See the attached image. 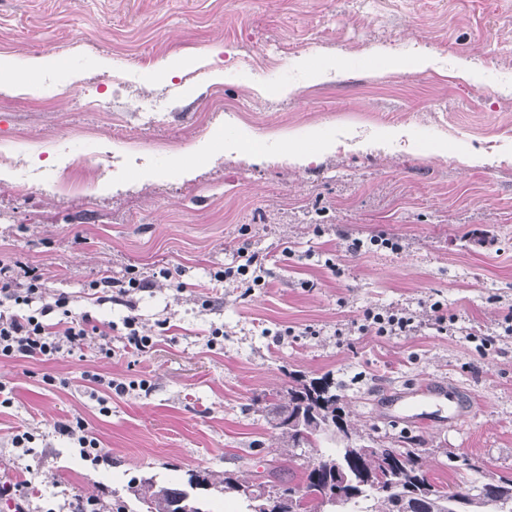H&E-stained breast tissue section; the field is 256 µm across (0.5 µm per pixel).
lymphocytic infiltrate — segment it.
<instances>
[{
    "label": "lymphocytic infiltrate",
    "mask_w": 512,
    "mask_h": 512,
    "mask_svg": "<svg viewBox=\"0 0 512 512\" xmlns=\"http://www.w3.org/2000/svg\"><path fill=\"white\" fill-rule=\"evenodd\" d=\"M172 277L168 268L150 274L133 265L122 277H101L92 288L99 291L100 302L123 304L132 292ZM416 329L417 317L406 309L397 313L366 310L360 326L362 333L375 336L408 334ZM92 335L97 338L100 357L111 358V327L99 328L88 316L74 315L67 296H48L38 267L20 260H0V359L69 358L82 351Z\"/></svg>",
    "instance_id": "f902f5d3"
}]
</instances>
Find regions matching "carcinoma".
<instances>
[{"mask_svg": "<svg viewBox=\"0 0 512 512\" xmlns=\"http://www.w3.org/2000/svg\"><path fill=\"white\" fill-rule=\"evenodd\" d=\"M300 409L310 414L311 421L294 432L282 428L279 433L292 458L296 457V448H317L328 437L357 433L339 406L335 382L325 376L293 377L288 388L270 405L269 413L279 419ZM359 460L368 481L356 488L354 497L340 507L325 500V478L336 470L333 455H322L305 468L303 494L294 501L279 496V485L251 483L229 472L217 478L211 472L197 471L189 474L187 483L192 489L214 487L239 497L247 493L248 512H395L398 497L426 502V512H494L496 501L512 504V478L489 476L481 483L482 492L469 495L460 488L458 494L451 495L430 481L425 458L411 446L399 448L391 442L376 451L365 445L359 449ZM131 484L130 491L145 512H212L210 501L192 496L180 487L161 485L151 478L133 479Z\"/></svg>", "mask_w": 512, "mask_h": 512, "instance_id": "1", "label": "carcinoma"}]
</instances>
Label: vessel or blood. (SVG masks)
<instances>
[{"label": "vessel or blood", "instance_id": "b4317fda", "mask_svg": "<svg viewBox=\"0 0 512 512\" xmlns=\"http://www.w3.org/2000/svg\"><path fill=\"white\" fill-rule=\"evenodd\" d=\"M392 407L395 413H408L410 419L422 423L443 416L454 418L472 410L467 397L449 391L447 383L437 380L417 389H405L393 400Z\"/></svg>", "mask_w": 512, "mask_h": 512}]
</instances>
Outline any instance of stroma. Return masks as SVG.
I'll use <instances>...</instances> for the list:
<instances>
[{
    "label": "stroma",
    "mask_w": 512,
    "mask_h": 512,
    "mask_svg": "<svg viewBox=\"0 0 512 512\" xmlns=\"http://www.w3.org/2000/svg\"><path fill=\"white\" fill-rule=\"evenodd\" d=\"M420 51L427 66L407 67ZM41 56L55 66L0 91V152L49 174L68 147L124 162L76 172L66 191L21 195L0 177V258L38 266L96 325L136 315L155 344L137 356L116 336L109 360L88 346L0 364L16 394L0 411V478L38 487L30 512L80 496L143 512L130 479L182 484L192 470L302 484L317 451L276 449L265 410L293 373L333 378L359 432L420 440L437 484L512 474V336L487 352L479 341L512 307V0H0V57ZM164 58L192 64L157 73ZM117 74L129 86L115 95ZM100 92L111 111L93 109ZM297 133L313 162L291 161ZM218 135L221 150L179 167ZM383 232L398 249L372 244ZM243 246L268 258L266 287L246 297L213 279ZM130 264L177 266L181 285L97 303L91 282ZM433 301L462 335L440 332ZM374 307L412 309L419 328L359 333ZM87 370L149 386L104 416ZM433 379L474 410L431 425L385 413L403 384ZM76 415L100 461L55 432ZM21 426L36 436L28 453L11 445Z\"/></svg>",
    "instance_id": "obj_1"
}]
</instances>
